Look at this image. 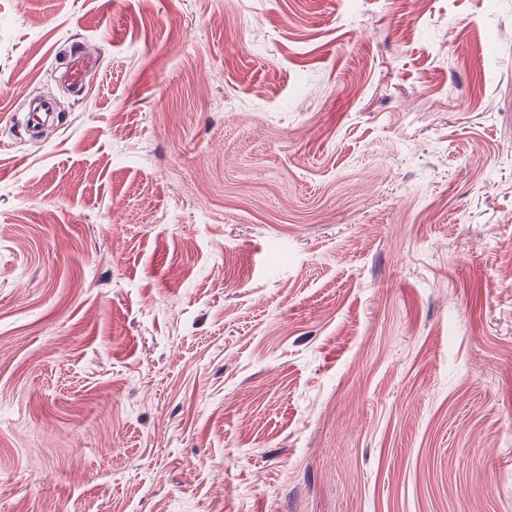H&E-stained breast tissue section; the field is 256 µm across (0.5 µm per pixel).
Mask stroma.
<instances>
[{"label": "stroma", "instance_id": "1", "mask_svg": "<svg viewBox=\"0 0 512 512\" xmlns=\"http://www.w3.org/2000/svg\"><path fill=\"white\" fill-rule=\"evenodd\" d=\"M0 512H512V0H0ZM97 65L94 54L81 48L68 63L66 79L74 86H81L89 69Z\"/></svg>", "mask_w": 512, "mask_h": 512}]
</instances>
